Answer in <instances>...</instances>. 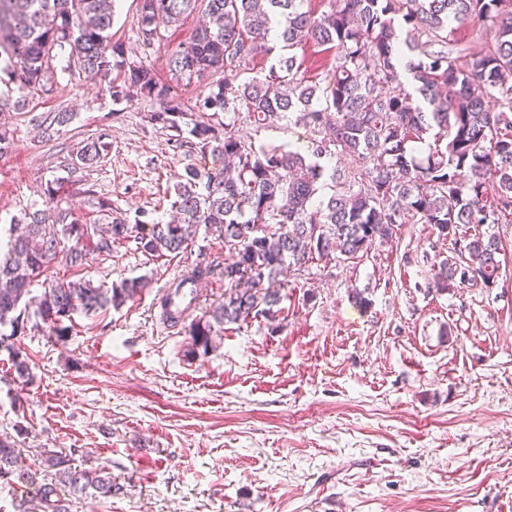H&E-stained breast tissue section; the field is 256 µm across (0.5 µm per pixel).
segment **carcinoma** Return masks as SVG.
Instances as JSON below:
<instances>
[{
	"mask_svg": "<svg viewBox=\"0 0 512 512\" xmlns=\"http://www.w3.org/2000/svg\"><path fill=\"white\" fill-rule=\"evenodd\" d=\"M113 2L0 0V72L20 91H40L54 79L53 51L67 45L80 72H129L130 83L107 86L112 98L130 99L131 86L159 98L163 111L150 120L188 133L190 147L222 156L224 167L187 170L175 187L176 216L166 224H127L103 202L107 227L77 224L51 206L63 182L47 183L45 208L24 213V230L0 254V347L3 328L11 337L23 330L22 305H35L63 338L77 312L119 308L147 288L142 277L107 288L51 280L32 295L53 266L85 265V243L108 255L112 243L131 238L160 258L184 252L201 225L232 257L224 300L190 324L194 344L206 351L228 323L277 317L285 270L300 275L335 254L360 262L404 224H430L439 236L462 240L454 256L431 264L428 287L448 292L497 281L501 242L487 226L512 221V0H329L321 13L308 0H140L137 40L145 49L161 39V26L202 11L191 43L168 62L178 80L217 77V90L188 112L171 86L110 42ZM466 24L485 33L481 51L455 38ZM274 29L278 48L269 45ZM302 44L336 50L323 83L304 80L291 53ZM259 56L273 62L241 78ZM221 112H245L258 128L302 126L310 145L257 146ZM104 138L81 145L74 167L97 165ZM336 157L351 168L332 166ZM47 462L55 478L39 482L22 469L15 441L0 435V484L26 486L41 512H70V496L90 488L112 495L108 472L76 470L55 455Z\"/></svg>",
	"mask_w": 512,
	"mask_h": 512,
	"instance_id": "carcinoma-1",
	"label": "carcinoma"
}]
</instances>
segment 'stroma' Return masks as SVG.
I'll return each mask as SVG.
<instances>
[{"label":"stroma","instance_id":"stroma-1","mask_svg":"<svg viewBox=\"0 0 512 512\" xmlns=\"http://www.w3.org/2000/svg\"><path fill=\"white\" fill-rule=\"evenodd\" d=\"M138 14L139 0H114L112 39L128 61L169 80L168 58L200 16L162 27L146 50ZM67 57L56 55L53 92L0 112L13 137L0 155V228L43 204L57 177L78 223L101 220V201L131 224L168 222L178 176L217 167L218 157L151 121L159 101L113 100L107 79L71 72ZM59 110L71 121L43 133L39 120ZM237 125L258 145L310 136L283 122ZM102 133L101 162L70 172L77 148ZM491 230L504 252L490 287L429 290L431 263L453 244L406 224L361 262L323 260L288 275L276 319L225 325L207 352L187 325L223 300L229 254L205 227L175 257L146 256L128 239L81 268L57 266L68 280L108 286L144 275L150 286L120 308L75 314L63 340L26 316L24 333L0 347V435L39 479L53 477L52 454L111 472L113 495L75 496L71 512H512V223ZM196 265L211 274L183 322L170 323L162 298ZM13 348L29 380L17 377Z\"/></svg>","mask_w":512,"mask_h":512}]
</instances>
